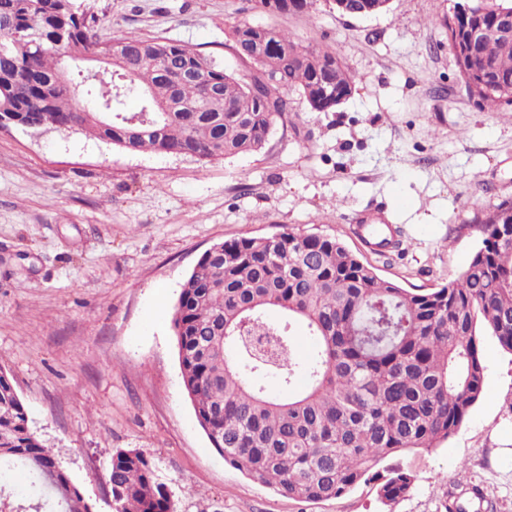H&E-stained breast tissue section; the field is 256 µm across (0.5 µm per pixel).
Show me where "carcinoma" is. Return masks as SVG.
I'll use <instances>...</instances> for the list:
<instances>
[{
  "label": "carcinoma",
  "mask_w": 512,
  "mask_h": 512,
  "mask_svg": "<svg viewBox=\"0 0 512 512\" xmlns=\"http://www.w3.org/2000/svg\"><path fill=\"white\" fill-rule=\"evenodd\" d=\"M271 15L307 13L317 0L269 2ZM349 17L388 0H332ZM464 25L496 24L512 0H466ZM95 15L73 0H0V110L30 123L94 135L128 153L146 150L213 161L265 148L298 92L317 112L351 96L354 76L331 52L300 46L281 27L228 25L237 74L179 42L122 33L103 40ZM115 64L91 81H58L64 58L94 48ZM512 76V40L473 46ZM207 65V80L187 73ZM478 104L512 112V99L459 69ZM136 96L149 122L124 108ZM111 107L110 118L100 114ZM481 246L459 277L413 291L381 278L340 240L289 228L277 238L215 244L180 291L173 316L184 387L197 420L224 462L250 480L304 501L339 498L378 482L385 503L408 496L414 476L395 459L432 449L462 425L485 387L477 327L512 353V200L481 220ZM315 344L308 365L294 358L293 324ZM305 385L292 390L298 373ZM273 374L281 390L262 381ZM24 477L21 512H93L94 506L28 425L10 374L0 368V470ZM115 512H171L167 486L138 449L112 457Z\"/></svg>",
  "instance_id": "1"
}]
</instances>
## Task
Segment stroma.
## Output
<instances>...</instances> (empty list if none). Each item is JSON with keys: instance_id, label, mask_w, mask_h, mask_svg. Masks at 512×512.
Segmentation results:
<instances>
[{"instance_id": "1", "label": "stroma", "mask_w": 512, "mask_h": 512, "mask_svg": "<svg viewBox=\"0 0 512 512\" xmlns=\"http://www.w3.org/2000/svg\"><path fill=\"white\" fill-rule=\"evenodd\" d=\"M73 3L103 37L178 41L237 72L227 24H276L336 54L356 83L333 112L291 94L263 151L211 162L80 132L0 133V367L95 512H113L119 449L152 460L173 512H445L472 487L512 512V354L493 336L481 338L482 399L439 448L401 456L414 489L385 505L373 482L296 501L226 464L184 388L173 329L208 248L284 226L339 239L407 289L458 278L482 239L474 217L512 199V112L468 95L443 25L454 0H390L365 18L325 0L279 18L248 0ZM359 217L399 230L398 247L366 244L350 229Z\"/></svg>"}]
</instances>
